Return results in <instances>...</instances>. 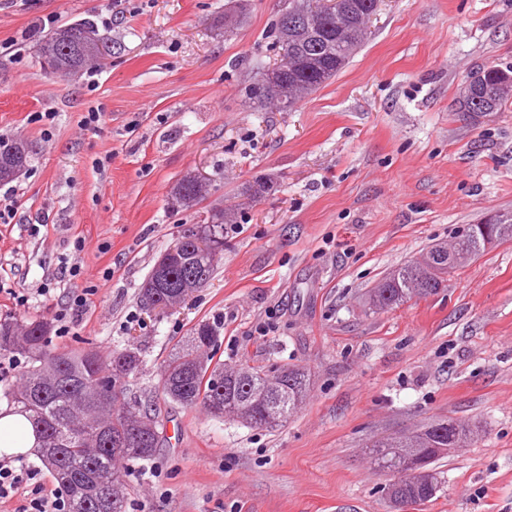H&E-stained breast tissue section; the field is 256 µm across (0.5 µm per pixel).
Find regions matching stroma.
<instances>
[{
  "instance_id": "1",
  "label": "stroma",
  "mask_w": 512,
  "mask_h": 512,
  "mask_svg": "<svg viewBox=\"0 0 512 512\" xmlns=\"http://www.w3.org/2000/svg\"><path fill=\"white\" fill-rule=\"evenodd\" d=\"M0 0V136L29 167L0 184V319L47 318L53 351H139L126 397L156 409L154 458L123 461L126 512H393L371 443L445 418L475 429L409 512H512V240L434 295L371 312L370 290L458 229L512 212V104L456 112L465 77L512 68V0H382L352 62L291 110L256 108L284 0ZM54 17L112 41L63 77L34 54ZM103 115L85 131L86 112ZM210 181L191 208L171 197ZM264 180L259 199L242 186ZM230 212L210 282L168 313L139 288L177 235ZM80 265L78 277L61 274ZM96 286L83 306L73 299ZM201 322L209 365L296 366L304 403L276 429L182 407L160 369Z\"/></svg>"
}]
</instances>
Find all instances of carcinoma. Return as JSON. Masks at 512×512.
<instances>
[{
  "label": "carcinoma",
  "mask_w": 512,
  "mask_h": 512,
  "mask_svg": "<svg viewBox=\"0 0 512 512\" xmlns=\"http://www.w3.org/2000/svg\"><path fill=\"white\" fill-rule=\"evenodd\" d=\"M375 0H341L339 13L329 12L316 0H288V8L303 12L309 33L303 29L274 27L277 46L274 95L262 98L255 87L250 94L259 103H272L282 112L298 99L334 79L361 47L365 18ZM99 30L89 21L63 25L36 44L38 58L50 63L62 75L79 71L95 57L87 50L95 44ZM472 96L461 95L457 111L471 118L502 111L512 100V70L484 66L471 75ZM208 192L205 183H193L185 176L173 187L177 202L191 207ZM498 224H470L455 237L453 251L475 258L485 252L484 233H496L498 240L512 239V213L496 215ZM198 229L179 237V250L164 266L165 287H153L155 271H150L140 287V295L150 291L167 308L182 302L188 292L205 286L214 273L217 254L195 244ZM448 249L430 248L425 256L431 270L410 260L392 271L369 295L370 309L397 307L412 298L437 293L455 266L448 264ZM51 324L44 319L17 322L0 320V351L25 355L29 367L23 383L11 399L28 414L39 440L38 452L68 497L71 512H125V496L120 460H148L159 444L158 421L126 401L129 382L139 372V353L123 349L105 356L89 349L79 353L47 349ZM218 327L197 325L186 342L176 348L161 370L163 395L185 407L198 405L211 414L233 415L254 427H280L293 417L306 396L308 375L300 368L265 369L245 365L232 379L213 383L221 368H209L203 355L212 347L208 337L218 335ZM470 440L466 430L448 419L432 422L422 432L373 443L378 449L374 467L397 477L390 484L389 497L396 507L403 500L424 503L433 498L438 482L431 464L450 448Z\"/></svg>",
  "instance_id": "1"
}]
</instances>
